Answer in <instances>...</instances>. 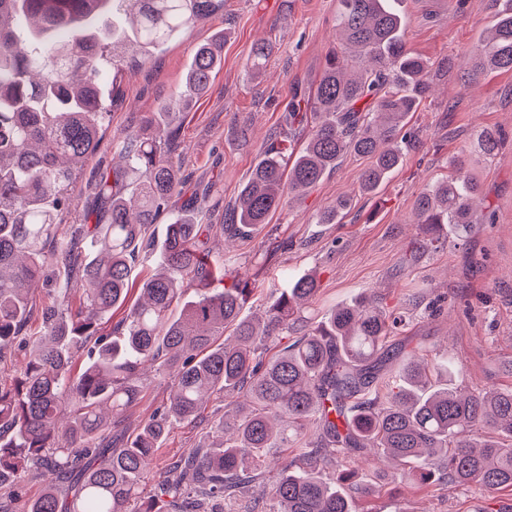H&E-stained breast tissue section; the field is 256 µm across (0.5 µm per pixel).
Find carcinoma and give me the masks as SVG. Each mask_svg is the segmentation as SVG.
<instances>
[{"instance_id": "carcinoma-1", "label": "carcinoma", "mask_w": 512, "mask_h": 512, "mask_svg": "<svg viewBox=\"0 0 512 512\" xmlns=\"http://www.w3.org/2000/svg\"><path fill=\"white\" fill-rule=\"evenodd\" d=\"M224 0H0V360L17 339L27 347L20 373L0 380V512H207L248 484L265 480L266 456L298 449L277 467L269 512H357L356 498L374 497L389 484L449 487L477 484L492 498L512 491V387L462 392L448 371L412 355L390 380L387 336L407 321L360 298L321 321L306 312L319 292L317 278L291 280L261 315L242 308L249 280L210 264L199 246L203 204L167 224L158 270L138 288L110 340L99 326L125 305L130 272L156 222L182 187L169 124L146 120L118 142L125 165L96 180L94 223L59 235L63 211L74 206V176L101 139L105 105L99 76L124 60L120 41L93 30L103 13L123 15L127 39L146 53L175 33L211 17ZM336 26L348 59L331 50L306 105L288 106V128L311 124L304 147L286 153L270 141L222 225L238 238L269 218L286 196L319 182L348 155L369 159L361 188L376 191L403 162L409 113L430 88L432 63L407 46L399 0H339ZM224 35L198 45L179 99L160 108L172 114L210 89L221 67ZM254 45L252 74L271 53ZM467 76L512 71V11L496 14L489 34L466 60ZM501 135L484 128L480 151L491 156ZM484 201L479 183L455 174L422 192L415 204L420 246L431 249L441 227L460 238L474 228ZM348 207L340 199L320 224H335ZM93 238L78 290L82 306L69 309L72 288L55 289L44 330L22 335L30 293L50 259H79V240ZM197 296L184 298L186 289ZM293 332L273 356L266 345ZM88 362L73 373L77 361ZM146 366L170 375L174 392L158 417L120 447L101 435L118 431L140 395ZM245 391L250 403L224 412L218 447L193 448L167 467L156 491L144 492L145 473L171 421L191 422L205 399ZM376 450L397 471L346 491L327 482L324 468L356 452ZM44 487L27 507L16 489L28 475Z\"/></svg>"}]
</instances>
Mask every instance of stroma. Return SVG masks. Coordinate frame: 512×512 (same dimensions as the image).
<instances>
[{
    "instance_id": "1",
    "label": "stroma",
    "mask_w": 512,
    "mask_h": 512,
    "mask_svg": "<svg viewBox=\"0 0 512 512\" xmlns=\"http://www.w3.org/2000/svg\"><path fill=\"white\" fill-rule=\"evenodd\" d=\"M512 0H406L408 46L434 63L432 91L406 128L416 135L405 158L372 194L361 191L365 159L348 156L302 197L279 208L270 222L233 243L221 226L227 205L236 198L261 151L273 138L287 135L283 116L294 90L315 87L334 45L338 0H224L217 15L182 29L154 50L137 69H106L100 85L112 99L96 154L70 186L74 208L63 214L61 234L83 223L95 181L116 163L115 143L122 131L144 126L162 102L183 89L184 73L196 45L215 31L224 38V63L208 93L177 114L178 153L184 193L208 191L202 248L210 260L238 270L255 290L246 312L262 313L289 281L314 273L319 293L309 315L361 293H375L389 311L410 316L391 345L422 348L428 360L450 353L459 371L456 384L468 390L512 386V71L476 79L464 62L493 22L497 7ZM273 44L261 77H250L246 63L252 46ZM499 130L503 141L494 155L475 152L477 132ZM469 149L464 171L481 185L493 218H478L468 245L448 234L438 247L416 248L415 201L447 176L461 149ZM349 201L339 223L317 218ZM81 270L52 264L33 292V310L24 328H42V311L62 280L78 283ZM173 391L170 376L148 370L138 401L125 413L124 429L134 430L163 409ZM224 401L211 398L191 423L173 425L159 449L147 485H154L167 463L202 442L215 441ZM366 512H512V491L487 500L477 486L445 489L433 483L420 489L387 486L380 496L361 502Z\"/></svg>"
}]
</instances>
